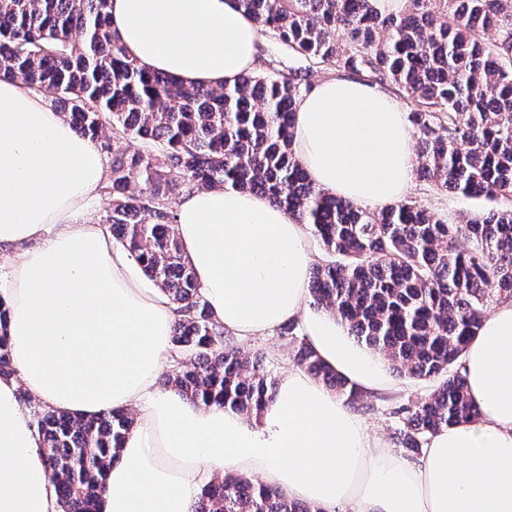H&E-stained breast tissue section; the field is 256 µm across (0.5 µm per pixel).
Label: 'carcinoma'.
<instances>
[{
    "instance_id": "1",
    "label": "carcinoma",
    "mask_w": 512,
    "mask_h": 512,
    "mask_svg": "<svg viewBox=\"0 0 512 512\" xmlns=\"http://www.w3.org/2000/svg\"><path fill=\"white\" fill-rule=\"evenodd\" d=\"M109 0H0V78L49 96L107 160L102 223L176 305L172 369L162 384L200 406L260 418L277 382L264 357L227 341L175 231L177 200L216 186L259 193L306 224L329 256L309 277L312 305L399 378L433 380L430 394L389 409L395 447L421 452L443 428L477 416L461 361L486 308L512 299V0H236L295 53L374 81L414 102L415 170L441 190L492 206L449 223L402 199L363 208L310 178L293 149L308 72L243 74L231 85L185 87L119 45ZM115 139L139 142L131 153ZM0 307V379L16 375ZM294 362L353 409L365 394L303 340ZM135 423L117 409L84 420L42 410V439L60 512H95L107 469ZM192 512H322L257 477L206 483Z\"/></svg>"
}]
</instances>
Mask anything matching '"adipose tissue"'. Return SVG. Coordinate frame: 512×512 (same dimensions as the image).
<instances>
[{
  "mask_svg": "<svg viewBox=\"0 0 512 512\" xmlns=\"http://www.w3.org/2000/svg\"><path fill=\"white\" fill-rule=\"evenodd\" d=\"M120 45L186 86L234 82L256 63L260 31L236 0H109ZM293 147L311 178L365 207L400 200L413 179L411 126L394 97L338 76L295 113ZM106 166L98 144L19 81L0 79V289L18 378L0 379V512H58L24 398L84 419L115 408L136 424L110 468L100 512H190L217 476L259 477L288 499L335 512H512V301L496 305L462 360L475 419L401 459L301 368L261 418L160 391L174 306L145 288L129 253L86 219ZM176 229L200 292L240 339L295 323L320 359L367 392L383 370L308 302L307 225L266 197L193 190Z\"/></svg>",
  "mask_w": 512,
  "mask_h": 512,
  "instance_id": "ef3b65f1",
  "label": "adipose tissue"
}]
</instances>
